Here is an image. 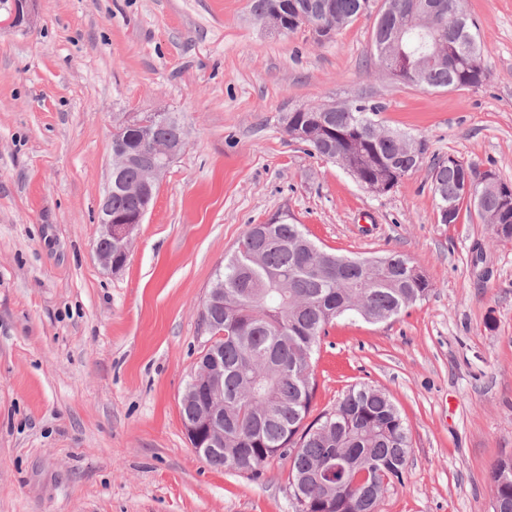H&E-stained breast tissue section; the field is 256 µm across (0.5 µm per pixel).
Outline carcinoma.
I'll list each match as a JSON object with an SVG mask.
<instances>
[{"label":"carcinoma","mask_w":512,"mask_h":512,"mask_svg":"<svg viewBox=\"0 0 512 512\" xmlns=\"http://www.w3.org/2000/svg\"><path fill=\"white\" fill-rule=\"evenodd\" d=\"M279 1L288 5L293 34L309 28L317 42L333 38L340 26L369 12L371 0H331L334 13L324 16L322 0H251L258 16ZM387 0L377 15L373 50L379 68L383 53H397L409 64L433 54L446 43L445 61H435L424 73L421 88L478 87L487 68L472 64L482 54L479 25L473 18L456 20L431 34L411 25L407 15L391 14ZM383 106L359 97L349 111L299 112L297 117L315 134L300 143L319 157L353 151L364 179L386 165L403 177L417 167L401 151L405 133L379 136L374 116ZM480 173L452 156L433 160L432 179L437 208L449 207L440 223L457 222L460 205L472 202L460 189L468 178L483 190ZM138 198L112 195V210L134 211ZM499 213L512 224V206L504 209L493 192L485 195L478 217ZM304 225L278 215L266 224H251L214 287L224 295L200 312L224 331L214 337L213 352L224 365V447L201 454L213 467L259 474L276 456L290 459L289 484L294 497L310 509L298 512H378L387 486L402 482L411 449L409 430L389 392L368 384L348 389L336 406L308 420L314 398L312 360L327 327L341 317L382 323L425 299L432 285L413 275L403 254L385 255L387 266L373 269L358 258L314 249ZM494 512H512V485L496 487Z\"/></svg>","instance_id":"obj_1"}]
</instances>
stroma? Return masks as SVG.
Here are the masks:
<instances>
[{
	"instance_id": "obj_1",
	"label": "stroma",
	"mask_w": 512,
	"mask_h": 512,
	"mask_svg": "<svg viewBox=\"0 0 512 512\" xmlns=\"http://www.w3.org/2000/svg\"><path fill=\"white\" fill-rule=\"evenodd\" d=\"M251 0H33L0 28V512H296L289 462L251 475L192 448L180 401L210 340L203 300L248 225L288 213L326 251L407 255L428 297L340 319L313 359V413L386 389L411 435L379 512H493L512 458V239L461 207L439 221L431 156L512 184V0H467L484 85L382 75L375 14L316 42ZM429 156L375 195L284 132L288 112L361 95ZM175 115L186 146L117 273L99 261L116 119Z\"/></svg>"
}]
</instances>
